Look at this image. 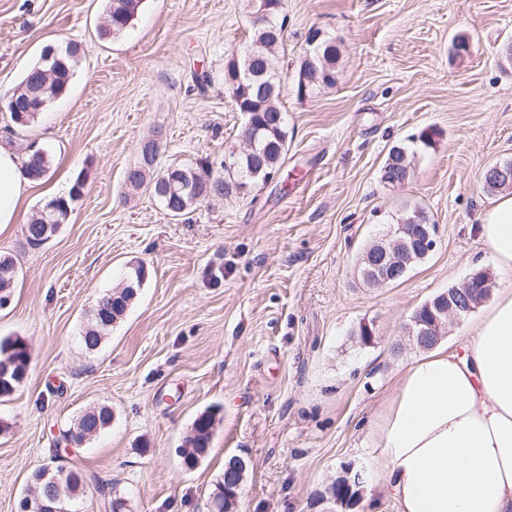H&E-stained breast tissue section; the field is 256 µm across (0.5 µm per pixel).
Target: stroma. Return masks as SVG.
<instances>
[{"mask_svg":"<svg viewBox=\"0 0 512 512\" xmlns=\"http://www.w3.org/2000/svg\"><path fill=\"white\" fill-rule=\"evenodd\" d=\"M110 0H0V140L49 169L19 223L0 231L18 276L0 338L30 350L26 381L0 402V512H17L34 470L85 475L72 512H209L226 459L248 460L234 512H342L327 490L342 465L381 482L374 424L403 368L420 357L404 326L420 305L488 260L476 226L496 200L481 175L512 160V0H284L286 46L273 60L288 155L251 194L209 198L173 219L126 183L161 130L159 167L240 151L246 116L224 66L248 43L244 0H142L120 36L98 34ZM338 50L336 82L298 95L310 29ZM467 40L470 53L453 50ZM78 44L63 95L27 125L3 101L45 46ZM403 185L382 179L392 147L425 128ZM59 230L29 248L23 225L76 179ZM438 226L435 250L405 278L373 287L361 253L413 211ZM148 275L101 347L81 336L97 299L129 266ZM376 342L361 345L360 324ZM111 426L79 447L56 442L86 410ZM218 417L194 470L178 453L196 416Z\"/></svg>","mask_w":512,"mask_h":512,"instance_id":"obj_1","label":"stroma"}]
</instances>
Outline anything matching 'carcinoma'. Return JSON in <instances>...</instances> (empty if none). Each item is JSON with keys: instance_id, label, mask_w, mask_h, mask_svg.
<instances>
[{"instance_id": "cac0c4a2", "label": "carcinoma", "mask_w": 512, "mask_h": 512, "mask_svg": "<svg viewBox=\"0 0 512 512\" xmlns=\"http://www.w3.org/2000/svg\"><path fill=\"white\" fill-rule=\"evenodd\" d=\"M141 5V0H111L104 24L99 28V37L110 38L121 34L130 25ZM286 18L282 10L273 11L270 22L252 29L249 44L238 54L233 55L224 70V89L236 108L241 104L250 107L251 112L245 126L244 136L253 144L249 153L231 155L230 167L215 164L205 159L197 167L160 168L157 163L154 141L144 140L139 147L138 165L126 173V181L134 189H144L157 197L162 204L173 202L174 216L184 217L193 208L209 197H222L233 189L254 190L267 184L268 178L280 171L288 153V130L286 113L279 102L280 78L272 67V58L277 50L284 48L283 34ZM319 30H313L307 37L309 49L304 51L298 73L299 84L310 91L315 86H331L336 82V47L327 41H317ZM80 48L76 44L66 46L56 52L61 63L55 67L41 55L37 65L29 69L19 85L6 98V108L13 122L25 125L42 111L52 100L61 96L69 82L72 65ZM53 69L54 78L49 84L50 91L38 99L33 97L34 88L30 85L31 76ZM414 153L404 146L392 149L384 167H396L411 176ZM48 156L37 150L29 156L25 167L31 176L39 179L48 169ZM178 174L188 186L166 198L158 195V190L166 184L170 176ZM82 182L76 181L69 198L52 200L54 209L42 207L24 225L26 244L37 249L58 231L70 211V201L81 194ZM17 275L12 257L0 255V298L11 296V289ZM146 270L138 263L129 268L124 282L101 295L90 312L87 327L81 342L88 351L98 349L112 329V324L120 319L137 291L143 284ZM31 361L28 344L20 337L0 339V401H7L22 386L27 378ZM112 409L108 406L93 407L85 411L75 425L67 431L76 445L90 441L110 427ZM216 425L215 414L205 411L192 423L185 437L183 448L179 449L184 466L192 470L207 458ZM34 490L32 496L19 502V512H71L69 504L78 497L84 488L85 478L76 468L62 466L50 470L43 466L32 474ZM212 503L218 512H233L235 501L224 496V480L217 481Z\"/></svg>"}]
</instances>
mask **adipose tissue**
Segmentation results:
<instances>
[{"instance_id": "1", "label": "adipose tissue", "mask_w": 512, "mask_h": 512, "mask_svg": "<svg viewBox=\"0 0 512 512\" xmlns=\"http://www.w3.org/2000/svg\"><path fill=\"white\" fill-rule=\"evenodd\" d=\"M34 184L17 151L0 144V229L18 223ZM479 235L512 271V196L484 211ZM396 512H512V290L487 305L474 334L451 353L412 361L375 427Z\"/></svg>"}]
</instances>
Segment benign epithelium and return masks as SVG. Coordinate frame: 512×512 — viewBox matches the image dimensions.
<instances>
[{
    "label": "benign epithelium",
    "instance_id": "benign-epithelium-1",
    "mask_svg": "<svg viewBox=\"0 0 512 512\" xmlns=\"http://www.w3.org/2000/svg\"><path fill=\"white\" fill-rule=\"evenodd\" d=\"M437 233L435 224H401L397 232L372 243L365 255L372 283L384 287L396 282L409 270L411 262L434 251ZM489 283L491 277L482 269L439 293L427 303V313L416 312L406 324L410 341L422 348L439 345L447 334L448 320L469 315L489 298L490 293L485 290Z\"/></svg>",
    "mask_w": 512,
    "mask_h": 512
}]
</instances>
